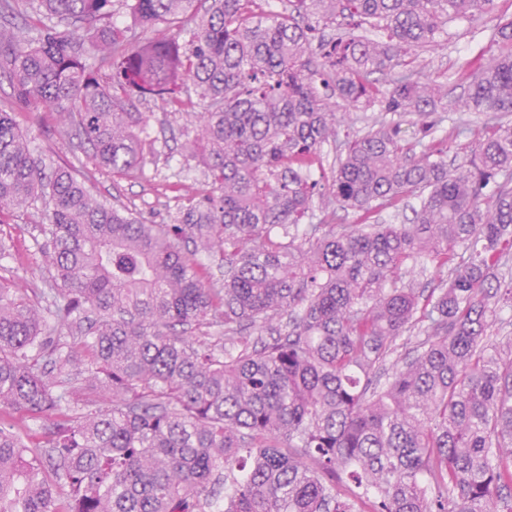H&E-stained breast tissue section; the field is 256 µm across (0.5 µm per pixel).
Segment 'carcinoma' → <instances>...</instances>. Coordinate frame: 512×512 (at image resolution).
<instances>
[{"label": "carcinoma", "mask_w": 512, "mask_h": 512, "mask_svg": "<svg viewBox=\"0 0 512 512\" xmlns=\"http://www.w3.org/2000/svg\"><path fill=\"white\" fill-rule=\"evenodd\" d=\"M113 2L0 0V211L41 202L62 298L43 310L0 276V409L54 417L41 448L0 423V512H205L221 495L224 512H357L369 494L371 512H512V336L488 335L512 311V16L450 101L407 55L495 0H131L141 41L108 23ZM24 6L33 30L11 25ZM188 83L185 149L217 187L171 224L34 157L13 117L49 113L122 175L154 146L138 104ZM341 102L429 141L375 121L328 173ZM440 110L487 117L453 168ZM410 198L411 223H368ZM349 209L363 227L336 223ZM424 260L447 276L421 305L395 276ZM79 380L97 399L63 415Z\"/></svg>", "instance_id": "1"}]
</instances>
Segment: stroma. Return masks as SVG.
Wrapping results in <instances>:
<instances>
[{
	"mask_svg": "<svg viewBox=\"0 0 512 512\" xmlns=\"http://www.w3.org/2000/svg\"><path fill=\"white\" fill-rule=\"evenodd\" d=\"M512 16V0H496L493 13L449 23L448 33L431 51L422 53L416 65L429 78L446 83L451 94L461 93L456 71L464 63L489 58L494 48L491 31L498 16ZM150 114V133L155 150L142 168L119 176L98 167L88 147L66 127L56 125L44 112L21 111L15 119L26 130L34 154L74 166L88 177L86 185L98 198L157 224L170 223L176 213L202 194L212 191V175L184 153L181 144L182 108L162 101L144 103ZM40 209L24 213L0 212V240L9 246L0 257V271L16 276L28 288L45 286L47 272L39 246Z\"/></svg>",
	"mask_w": 512,
	"mask_h": 512,
	"instance_id": "obj_1",
	"label": "stroma"
}]
</instances>
